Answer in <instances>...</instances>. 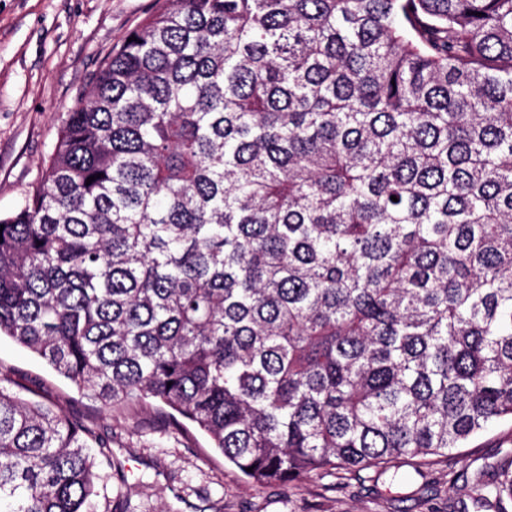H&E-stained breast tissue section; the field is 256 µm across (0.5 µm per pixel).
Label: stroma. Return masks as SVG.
I'll return each instance as SVG.
<instances>
[{
    "instance_id": "1",
    "label": "stroma",
    "mask_w": 512,
    "mask_h": 512,
    "mask_svg": "<svg viewBox=\"0 0 512 512\" xmlns=\"http://www.w3.org/2000/svg\"><path fill=\"white\" fill-rule=\"evenodd\" d=\"M154 8L155 0H0V216L40 179L63 119L104 58ZM0 377L110 440L94 512L120 495L138 512H476L478 472L512 457V422L502 421L423 473L402 464V481L368 470L256 486L201 432L176 429L167 407H101L5 337Z\"/></svg>"
}]
</instances>
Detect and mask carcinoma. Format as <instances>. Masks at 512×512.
Returning a JSON list of instances; mask_svg holds the SVG:
<instances>
[{
  "label": "carcinoma",
  "mask_w": 512,
  "mask_h": 512,
  "mask_svg": "<svg viewBox=\"0 0 512 512\" xmlns=\"http://www.w3.org/2000/svg\"><path fill=\"white\" fill-rule=\"evenodd\" d=\"M129 36L0 216V338L256 485L512 420V0H160ZM107 447L0 381V512H88Z\"/></svg>",
  "instance_id": "1"
}]
</instances>
